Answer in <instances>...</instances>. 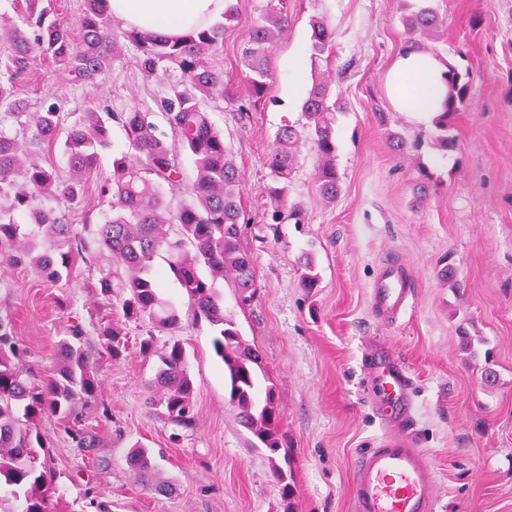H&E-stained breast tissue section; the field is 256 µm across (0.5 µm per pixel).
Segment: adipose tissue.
<instances>
[{
	"label": "adipose tissue",
	"instance_id": "1",
	"mask_svg": "<svg viewBox=\"0 0 512 512\" xmlns=\"http://www.w3.org/2000/svg\"><path fill=\"white\" fill-rule=\"evenodd\" d=\"M108 5L125 27L171 38L209 26L224 15V0H108ZM444 71L431 56L399 55L389 72L393 101L414 121L429 123L446 92Z\"/></svg>",
	"mask_w": 512,
	"mask_h": 512
}]
</instances>
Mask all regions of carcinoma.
Segmentation results:
<instances>
[{
    "mask_svg": "<svg viewBox=\"0 0 512 512\" xmlns=\"http://www.w3.org/2000/svg\"><path fill=\"white\" fill-rule=\"evenodd\" d=\"M18 21L0 30V266H27L49 286L72 277L77 263L107 260L108 268L94 285L96 293L112 298L121 289L120 307L128 321H147L152 330L139 341L144 354L155 353V333L175 336L182 319L172 303L162 298L157 257L165 258L170 273L189 298L193 317L216 328L213 349L224 363L229 402L239 422L261 444L280 448L278 414L273 394L257 406L254 393L259 351L246 343L235 321L224 314V297L218 285L236 288L241 303L254 297L255 274L250 255L240 243L241 225L247 223L242 204L238 167L224 147V136L211 122L208 104L224 98L223 71L217 60L224 51V32L236 17L231 0L224 6V21L173 40L162 34L147 35L127 29L108 10L107 0H83L72 25L59 22L52 0H14ZM402 22L407 32L405 52L429 50L443 20L428 0L406 6ZM288 13L272 7L249 33L242 49L248 70L249 96L267 97L272 72L268 48L287 30ZM310 52L319 61L331 48L335 30L320 16L310 20ZM138 52L137 70L147 81L168 85V92L153 99L154 106L113 112L95 103L68 120L58 103L45 100L31 112L19 96L18 83L35 60L42 57L77 85L95 88L121 56L123 46ZM447 67L448 91L433 120L437 145L443 151L456 146L453 119L470 100V76ZM301 127L284 125L275 134L276 146L268 158L272 184L264 220L303 223L300 209H287L288 187L307 138L317 158L320 195L336 200L340 176L336 169V115L346 111L343 98L334 93L330 76L313 80L302 107ZM161 116L169 130L161 129ZM12 120L18 129L7 133L1 124ZM124 132L128 148L112 164V180L99 187L110 197L109 211L99 224L77 225L72 215L86 209L100 152L112 146V128ZM62 146L68 175L63 177L38 158L40 150ZM194 164L188 198L173 207L167 195L183 186L182 154ZM301 287L318 286L311 256L303 257ZM83 330L72 329L73 339L59 345L52 374L33 378L23 367L25 350L11 323L0 318V479L20 502L16 510L0 497V512H50L51 476L38 465L39 450L48 447L41 423L47 417L63 422L79 448L96 447V439L81 427V409L96 407L110 418V407L99 399L97 366L122 353V333L112 324L100 328L101 347L87 349ZM192 382L187 355L176 340L159 352L153 379L152 405L180 427L195 424ZM129 467L146 480L153 465L148 453L134 447Z\"/></svg>",
    "mask_w": 512,
    "mask_h": 512,
    "instance_id": "obj_1",
    "label": "carcinoma"
}]
</instances>
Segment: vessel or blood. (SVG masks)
I'll use <instances>...</instances> for the list:
<instances>
[{"label": "vessel or blood", "instance_id": "obj_1", "mask_svg": "<svg viewBox=\"0 0 512 512\" xmlns=\"http://www.w3.org/2000/svg\"><path fill=\"white\" fill-rule=\"evenodd\" d=\"M409 274L399 256L385 257L371 288L372 309L384 322L406 311ZM368 402L385 432L357 455L350 512H437L439 476L410 426L417 394L407 365L377 348L365 349Z\"/></svg>", "mask_w": 512, "mask_h": 512}]
</instances>
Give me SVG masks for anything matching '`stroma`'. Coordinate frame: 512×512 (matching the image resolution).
<instances>
[{
	"instance_id": "35a3bbf8",
	"label": "stroma",
	"mask_w": 512,
	"mask_h": 512,
	"mask_svg": "<svg viewBox=\"0 0 512 512\" xmlns=\"http://www.w3.org/2000/svg\"><path fill=\"white\" fill-rule=\"evenodd\" d=\"M278 1L233 0L237 18L220 59L233 99L209 112L244 177L241 244L257 280L247 306L224 286V311L262 356L267 377L256 397L275 390L288 478L279 481L269 451L239 424L213 351L215 331L187 320L188 299L173 277L164 278L161 293L185 318L178 339L193 384L190 430L150 405L158 359L139 351L147 326L125 321L118 305L95 293L102 264H79L70 281L52 288L31 268L0 267V318L23 340L24 367L35 378L52 373L73 326L94 347L107 321L127 339L119 358L98 367L111 420L84 412L96 447H75L56 419L43 422L52 512H349L354 456L383 433L366 399L368 339L410 367L414 434L439 475V512H512V0H431L444 22L433 49L472 78L471 102L456 120L457 148L448 153L433 125L412 121L389 96L388 73L407 37L403 0H283L291 25L269 48L268 99L238 111L246 97L243 42ZM317 14L336 39L329 57L315 63L308 22ZM134 58L127 50L91 95L44 64L19 93L33 110L50 98L62 112H79L91 96L118 111L146 105L165 89L144 85ZM318 68L331 70L348 104L336 124L342 191L335 202L322 199L317 157L303 140L288 202L303 209L305 221L270 227L261 222L266 159L278 128L302 123ZM392 132L419 142L418 151L397 156ZM422 166L432 180L417 205L413 185ZM306 253L319 274L310 291L300 286ZM390 253L404 261L414 295L397 321L382 323L368 290ZM448 265L456 271L452 284L440 276ZM135 443L149 450L170 491H150L128 467Z\"/></svg>"
}]
</instances>
